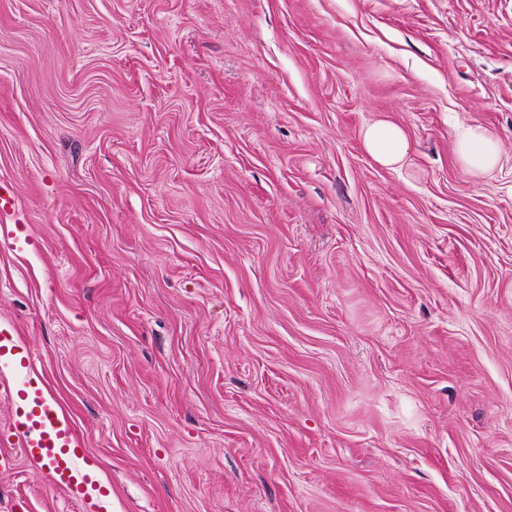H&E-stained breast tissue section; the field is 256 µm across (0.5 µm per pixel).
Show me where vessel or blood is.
<instances>
[{"instance_id":"b4317fda","label":"vessel or blood","mask_w":512,"mask_h":512,"mask_svg":"<svg viewBox=\"0 0 512 512\" xmlns=\"http://www.w3.org/2000/svg\"><path fill=\"white\" fill-rule=\"evenodd\" d=\"M0 363L9 369L18 394H25L32 386L29 350L23 349L10 335L1 334ZM13 426L25 448L47 459L52 482L58 489L75 500L99 495L96 483L80 466L81 456L73 449V432L53 402L44 395H34L31 411L15 417Z\"/></svg>"}]
</instances>
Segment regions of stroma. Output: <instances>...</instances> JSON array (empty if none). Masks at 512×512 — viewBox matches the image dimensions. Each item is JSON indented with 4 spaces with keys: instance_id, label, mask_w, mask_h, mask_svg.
Returning <instances> with one entry per match:
<instances>
[{
    "instance_id": "stroma-1",
    "label": "stroma",
    "mask_w": 512,
    "mask_h": 512,
    "mask_svg": "<svg viewBox=\"0 0 512 512\" xmlns=\"http://www.w3.org/2000/svg\"><path fill=\"white\" fill-rule=\"evenodd\" d=\"M1 183L0 328L112 512H512V0H0ZM22 406L0 512H88ZM362 142L366 152L383 166L399 163L408 151V141L403 130L387 121L368 125L363 130ZM454 144L458 163L473 177H481L499 165L500 141L481 125L461 126Z\"/></svg>"
}]
</instances>
